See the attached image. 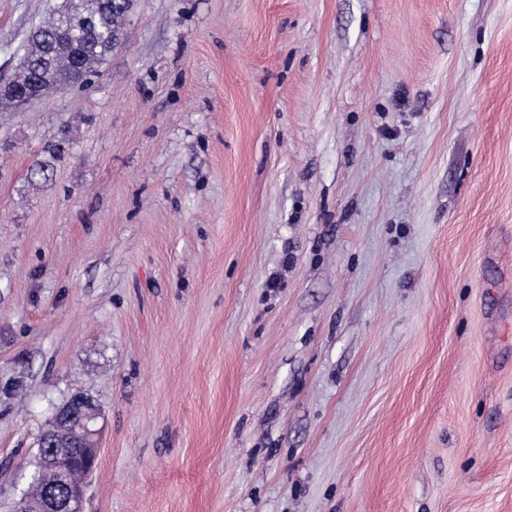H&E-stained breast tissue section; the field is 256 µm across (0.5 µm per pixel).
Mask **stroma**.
<instances>
[{"label":"stroma","mask_w":512,"mask_h":512,"mask_svg":"<svg viewBox=\"0 0 512 512\" xmlns=\"http://www.w3.org/2000/svg\"><path fill=\"white\" fill-rule=\"evenodd\" d=\"M76 392L83 512H512V0H133L0 112V512Z\"/></svg>","instance_id":"35a3bbf8"}]
</instances>
